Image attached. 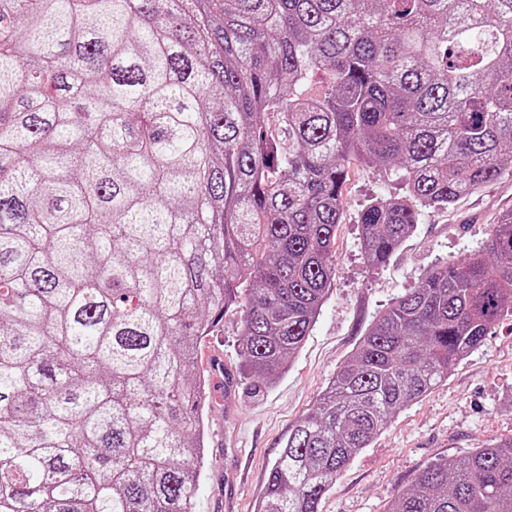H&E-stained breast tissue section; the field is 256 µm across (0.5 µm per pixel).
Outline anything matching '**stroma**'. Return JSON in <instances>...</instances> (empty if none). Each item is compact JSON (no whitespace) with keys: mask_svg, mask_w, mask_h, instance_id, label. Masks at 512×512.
I'll list each match as a JSON object with an SVG mask.
<instances>
[{"mask_svg":"<svg viewBox=\"0 0 512 512\" xmlns=\"http://www.w3.org/2000/svg\"><path fill=\"white\" fill-rule=\"evenodd\" d=\"M381 171L352 169L345 214L336 232V277L317 322L286 373L255 387L237 352L239 309L225 312L197 344L207 380L205 468L195 512H256L269 469L289 431L309 413L338 366L356 348L375 316L418 286L437 260L466 255L483 245L487 227L512 209V176L425 213L413 235L383 267L364 262L358 211L372 197L400 191ZM235 385L225 390L224 376ZM512 436V317L494 328L479 350L447 379L403 410L341 472L322 512H385L392 496L408 489L437 460L454 461L489 439Z\"/></svg>","mask_w":512,"mask_h":512,"instance_id":"35a3bbf8","label":"stroma"}]
</instances>
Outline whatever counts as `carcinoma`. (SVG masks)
<instances>
[{"label": "carcinoma", "mask_w": 512, "mask_h": 512, "mask_svg": "<svg viewBox=\"0 0 512 512\" xmlns=\"http://www.w3.org/2000/svg\"><path fill=\"white\" fill-rule=\"evenodd\" d=\"M370 266L422 212L512 175V0H0V512H194L197 342L241 309L258 387L336 275L351 165ZM340 365L260 512L341 471L512 316V210ZM387 512H512V437L427 465Z\"/></svg>", "instance_id": "obj_1"}]
</instances>
